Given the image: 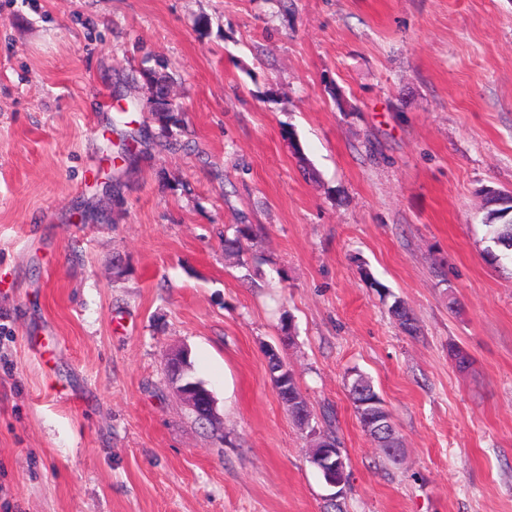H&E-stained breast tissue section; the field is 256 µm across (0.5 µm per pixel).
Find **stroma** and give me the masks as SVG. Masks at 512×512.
<instances>
[{
	"label": "stroma",
	"instance_id": "1",
	"mask_svg": "<svg viewBox=\"0 0 512 512\" xmlns=\"http://www.w3.org/2000/svg\"><path fill=\"white\" fill-rule=\"evenodd\" d=\"M149 62L185 112L166 132ZM487 186L512 190V0H0V512H325L271 348L334 413L343 512H512ZM182 349H171L165 353L164 361L175 390L199 420L212 422L216 419L215 401L212 392L194 386L183 379L187 355ZM359 388H361L363 391L367 390L369 393H371V392H373L374 385L368 376H366L363 373L356 372L353 375H351V380L349 382L348 391H349V395L352 400V403L354 405L357 419H358L363 431H365L364 422H365V416L368 415V408L367 407L362 408L360 405L357 404V402L359 400V398L357 396ZM371 394L374 398H376L379 395L376 390H374V392ZM384 412L385 415L378 416L368 425V431H370L375 436H380V433L384 431L385 426L391 424V418L388 415L387 410ZM379 440L382 442L381 444L377 445L378 448H387L388 451L395 453L398 458L400 457L401 448L398 447H402V444L397 435L394 424L390 433L380 436Z\"/></svg>",
	"mask_w": 512,
	"mask_h": 512
}]
</instances>
